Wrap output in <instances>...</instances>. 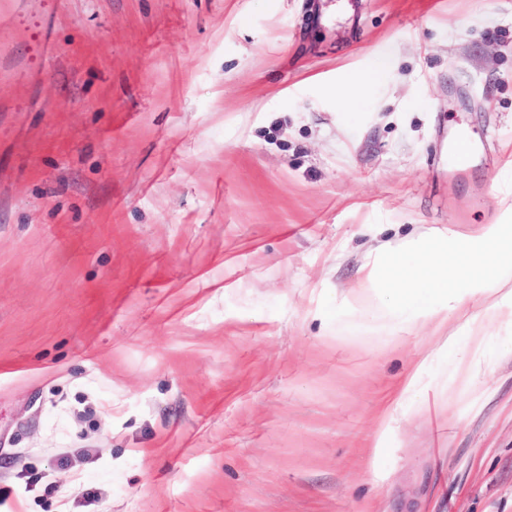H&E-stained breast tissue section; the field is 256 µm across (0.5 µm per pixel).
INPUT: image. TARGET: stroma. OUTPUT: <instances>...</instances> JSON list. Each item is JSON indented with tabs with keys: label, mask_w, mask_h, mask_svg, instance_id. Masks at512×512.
Wrapping results in <instances>:
<instances>
[{
	"label": "stroma",
	"mask_w": 512,
	"mask_h": 512,
	"mask_svg": "<svg viewBox=\"0 0 512 512\" xmlns=\"http://www.w3.org/2000/svg\"><path fill=\"white\" fill-rule=\"evenodd\" d=\"M0 41L40 69L0 75V512H512V327L475 375L352 297L512 202V0H65L48 60ZM370 75H349L346 79L345 86L336 93V98L342 107H352L357 102L356 92L373 81ZM428 366L429 357H424L416 364L405 385L397 394L398 404L417 403L420 406L427 405V395L422 392V390H419L418 387L421 383L423 374L426 373L428 369Z\"/></svg>",
	"instance_id": "35a3bbf8"
}]
</instances>
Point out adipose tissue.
Masks as SVG:
<instances>
[{"instance_id":"ef3b65f1","label":"adipose tissue","mask_w":512,"mask_h":512,"mask_svg":"<svg viewBox=\"0 0 512 512\" xmlns=\"http://www.w3.org/2000/svg\"><path fill=\"white\" fill-rule=\"evenodd\" d=\"M512 206L496 224L476 236L452 231L418 240L403 250L382 246L372 256L356 289V297L377 294L398 324L455 316L456 335L442 346H465L467 368L479 373L486 357L489 328L512 326Z\"/></svg>"}]
</instances>
